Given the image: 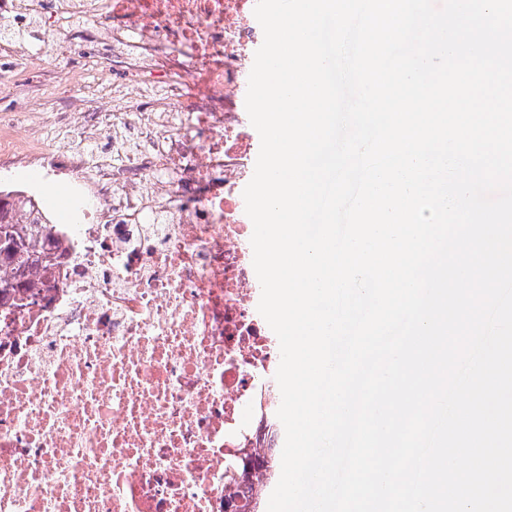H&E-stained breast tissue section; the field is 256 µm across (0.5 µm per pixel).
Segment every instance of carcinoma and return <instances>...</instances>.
Wrapping results in <instances>:
<instances>
[{"instance_id": "carcinoma-1", "label": "carcinoma", "mask_w": 512, "mask_h": 512, "mask_svg": "<svg viewBox=\"0 0 512 512\" xmlns=\"http://www.w3.org/2000/svg\"><path fill=\"white\" fill-rule=\"evenodd\" d=\"M23 209L33 216V222L21 224L17 210ZM50 220L42 215L34 200L17 192L0 190V296L8 298L15 289L39 267L49 268L56 261L46 257L49 248L35 249L31 237L44 234Z\"/></svg>"}]
</instances>
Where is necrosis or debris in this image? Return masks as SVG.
<instances>
[{"label": "necrosis or debris", "mask_w": 512, "mask_h": 512, "mask_svg": "<svg viewBox=\"0 0 512 512\" xmlns=\"http://www.w3.org/2000/svg\"><path fill=\"white\" fill-rule=\"evenodd\" d=\"M60 32L53 112L0 108V167L76 177L63 266L0 306V512H255L284 431L279 340L258 311L243 191L259 141L238 97L264 34L252 0H0V88L18 30ZM126 60L97 117L148 146L82 181L75 67ZM145 97L140 112L118 105Z\"/></svg>", "instance_id": "1"}]
</instances>
